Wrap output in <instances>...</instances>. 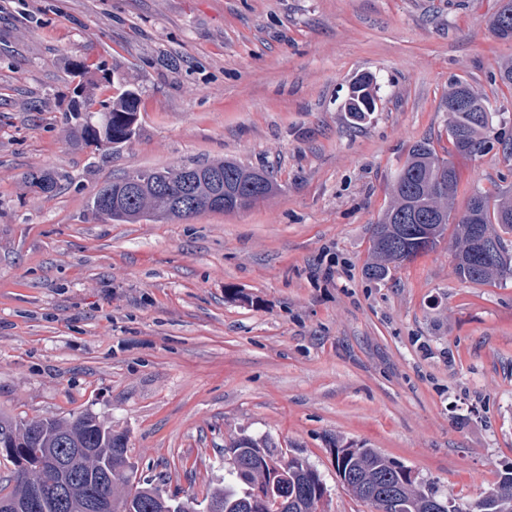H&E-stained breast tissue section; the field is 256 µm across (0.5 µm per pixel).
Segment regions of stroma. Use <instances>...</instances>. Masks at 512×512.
Here are the masks:
<instances>
[{
  "mask_svg": "<svg viewBox=\"0 0 512 512\" xmlns=\"http://www.w3.org/2000/svg\"><path fill=\"white\" fill-rule=\"evenodd\" d=\"M504 0H0V412L95 415L134 479L206 501L241 434L307 460L320 512H376L336 473L378 449L457 504L512 472V278L461 280L453 236L369 280L374 224L416 141L448 145L461 79L512 111ZM95 101L139 94L134 136L86 147ZM373 77L378 110L341 109ZM234 160L279 193L238 212L116 224L89 202L138 170ZM456 211L512 194L498 151L453 155ZM50 169L55 195L24 177Z\"/></svg>",
  "mask_w": 512,
  "mask_h": 512,
  "instance_id": "1",
  "label": "stroma"
}]
</instances>
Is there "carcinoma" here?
Returning <instances> with one entry per match:
<instances>
[{
  "mask_svg": "<svg viewBox=\"0 0 512 512\" xmlns=\"http://www.w3.org/2000/svg\"><path fill=\"white\" fill-rule=\"evenodd\" d=\"M512 27V0H506L492 16L489 27L494 37L511 41L512 34L500 32L503 25ZM80 77L73 93L69 110L80 131V138L97 150L110 149L130 140L133 130L127 117L136 116L139 97L128 88L102 108L91 110L90 94L98 86L90 76V66L74 64ZM468 91L473 110L448 113V142L452 149L441 156L428 140L413 143L403 165L391 182V203L384 211L371 235V262L365 269L368 278L383 281L404 263L435 248L444 240L450 221H455V271L464 280L485 284L512 277V196L504 195L490 202L485 195L470 197V202L459 217L453 216V201L459 176L454 164L447 158L451 153L473 155L498 149L508 160L512 159V138L493 126L494 113L489 99L472 86L457 80L448 89L446 104ZM353 124L360 125L376 111L372 80L357 79L344 103ZM482 112L488 120L479 123L474 112ZM185 170L201 172L192 195L181 204L173 199L181 191ZM224 175V186L241 199L240 208H248L280 190V185L267 177L262 183L257 170L234 161L213 163L189 162L175 167L139 170L136 175L144 181L143 189L132 197L123 195L125 179L101 185L93 195L90 208L93 214L118 224H133L147 218L182 219L211 210L208 203L214 192L211 174ZM28 188L46 196L58 190V178L48 170L30 171L25 177ZM483 241L489 255L482 261L474 260L475 242ZM11 433L21 449L31 450L36 458L46 461L55 456L60 443L71 448H92L94 452L82 457L75 477H67L68 512H82V505L99 492L96 472L106 467L112 470V484L107 490L112 499L122 506V512H198L193 497L163 498L160 492L134 482V466L129 461L127 439L112 433L96 417L80 413L62 419H37L17 423L0 414V429ZM275 444L268 437L256 439L242 436L229 447L233 459L240 465L229 470L231 486L219 490L209 501L223 506V512H274V506L288 491V509L285 512H319L326 487L319 472L300 458L284 460L274 452ZM15 466V485L7 492L10 499L25 502L31 489L44 479V472L31 464ZM336 471L343 486L355 497L373 504L377 512H442L448 498L418 478L412 471L396 465V461L375 448L336 447ZM457 512H512V473L505 474L479 500Z\"/></svg>",
  "mask_w": 512,
  "mask_h": 512,
  "instance_id": "carcinoma-1",
  "label": "carcinoma"
}]
</instances>
